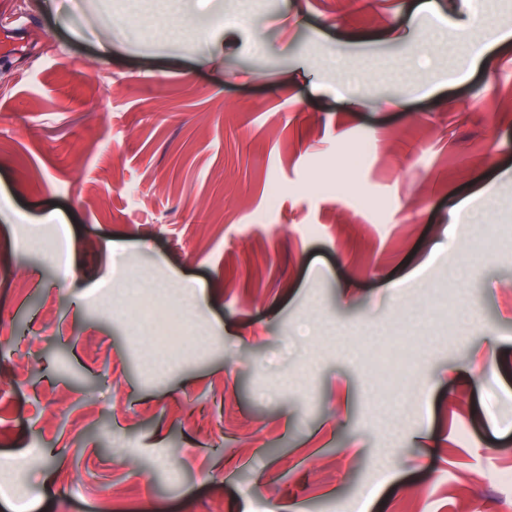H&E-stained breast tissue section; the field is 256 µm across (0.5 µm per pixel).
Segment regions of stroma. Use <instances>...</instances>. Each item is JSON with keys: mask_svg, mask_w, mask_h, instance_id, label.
<instances>
[{"mask_svg": "<svg viewBox=\"0 0 512 512\" xmlns=\"http://www.w3.org/2000/svg\"><path fill=\"white\" fill-rule=\"evenodd\" d=\"M421 2L224 0L171 44L158 0H0V512L512 503V0ZM146 316L155 321L160 331L157 334L159 347L171 350L184 340L181 323L164 314L161 310L148 309ZM405 341L406 336H398L397 340L378 357L379 367L386 377L400 383L408 382L417 370L416 363L406 352Z\"/></svg>", "mask_w": 512, "mask_h": 512, "instance_id": "stroma-1", "label": "stroma"}]
</instances>
